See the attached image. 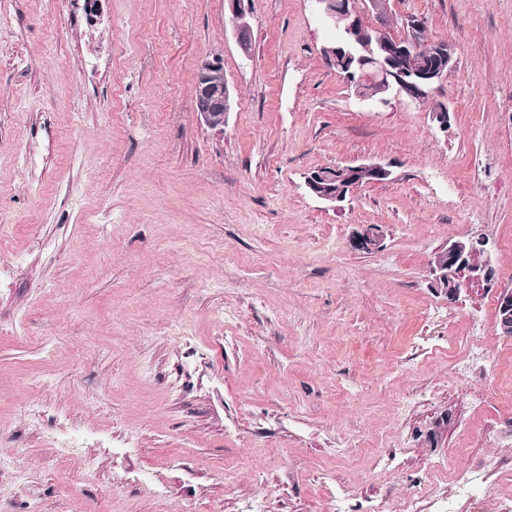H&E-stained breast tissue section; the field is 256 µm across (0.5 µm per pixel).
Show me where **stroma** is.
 Here are the masks:
<instances>
[{
  "instance_id": "35a3bbf8",
  "label": "stroma",
  "mask_w": 512,
  "mask_h": 512,
  "mask_svg": "<svg viewBox=\"0 0 512 512\" xmlns=\"http://www.w3.org/2000/svg\"><path fill=\"white\" fill-rule=\"evenodd\" d=\"M252 7L245 54L224 0H0V512H512V0H360L455 48L383 107L309 0ZM369 162L341 208L305 186ZM467 235L496 281L452 303ZM195 111L211 127H223L230 111V92L219 58L205 61L199 71L195 90ZM338 168L337 166L321 168L310 172L305 177V185L308 191L317 199L332 205L334 208L338 206V203L344 202L347 197L352 194L355 188H352L350 182L356 180L357 176L362 172L371 173L379 179L378 182L387 181L392 175L390 165L380 162L346 165L342 167L345 171V183L336 189V171H338ZM359 178L358 187L370 184L375 180L367 173L361 174ZM383 239V231L375 225H370L358 233L352 246L357 250L371 252L381 247ZM472 238H461L459 240L448 243L438 252L434 263L430 265V271L433 275V286L436 290L453 296L456 301L464 290H468L472 284L485 282L490 283L494 280L495 271L491 265L484 263V254L477 249L472 256L470 242ZM479 264V265H476ZM482 264V265H481ZM453 266L454 268L448 267ZM456 270V277L454 280ZM448 280H454L447 285L448 288H442L448 283Z\"/></svg>"
}]
</instances>
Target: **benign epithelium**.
<instances>
[{
  "mask_svg": "<svg viewBox=\"0 0 512 512\" xmlns=\"http://www.w3.org/2000/svg\"><path fill=\"white\" fill-rule=\"evenodd\" d=\"M252 0H225L233 24L238 46L248 53L242 35L251 30L250 14ZM315 16L324 24H329L342 15L347 24L338 41L322 47L325 60L336 63V56L345 55L356 62L357 68L370 66L376 77V84L397 87L409 96L431 90L439 84L455 67V49L451 46H436L425 36V23L422 19L406 22L407 35L401 39L389 38L378 27L368 24L355 9V0H310ZM417 56L420 64L414 69L404 70L399 63L406 58ZM195 111L202 121L211 127H222L227 112L230 111V92L224 79V66L220 59L205 61L199 71L195 90ZM345 183L336 185L338 167H325L310 172L305 177L308 191L317 199L332 206L344 202L353 188L351 182L363 172H369L387 181L392 175L390 165L375 162L359 165H346ZM383 231L370 225L358 233L352 242L353 248L371 252L381 247ZM469 238H461L439 250L434 263L430 265L433 286L459 298L472 284L494 280L495 271L491 265H476L471 261ZM456 270L455 280L448 281V267ZM500 314L499 328L505 336L512 334V290L504 289L497 301Z\"/></svg>",
  "mask_w": 512,
  "mask_h": 512,
  "instance_id": "1",
  "label": "benign epithelium"
}]
</instances>
